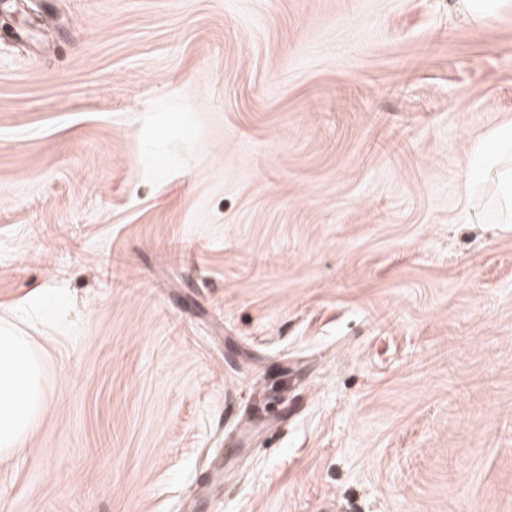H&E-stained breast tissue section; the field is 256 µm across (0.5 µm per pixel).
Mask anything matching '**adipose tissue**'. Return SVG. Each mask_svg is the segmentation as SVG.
I'll return each mask as SVG.
<instances>
[{
    "mask_svg": "<svg viewBox=\"0 0 512 512\" xmlns=\"http://www.w3.org/2000/svg\"><path fill=\"white\" fill-rule=\"evenodd\" d=\"M476 158L498 185L499 223L512 224V123L491 131L474 147ZM36 346L12 324L0 325V456L20 451L47 402Z\"/></svg>",
    "mask_w": 512,
    "mask_h": 512,
    "instance_id": "1",
    "label": "adipose tissue"
}]
</instances>
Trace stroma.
Segmentation results:
<instances>
[{
	"label": "stroma",
	"mask_w": 512,
	"mask_h": 512,
	"mask_svg": "<svg viewBox=\"0 0 512 512\" xmlns=\"http://www.w3.org/2000/svg\"><path fill=\"white\" fill-rule=\"evenodd\" d=\"M511 121L512 0H0V512H512ZM458 7L471 21L482 20L497 11L504 0H459ZM475 157L496 179L498 223L512 224V123L491 131L474 147ZM36 346L10 323L0 325V456L22 448L47 402Z\"/></svg>",
	"instance_id": "stroma-1"
}]
</instances>
